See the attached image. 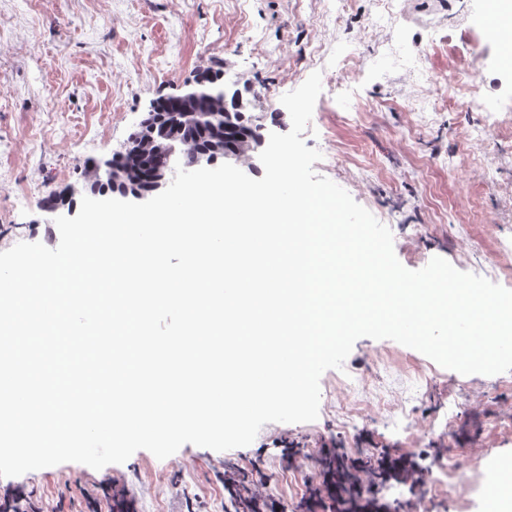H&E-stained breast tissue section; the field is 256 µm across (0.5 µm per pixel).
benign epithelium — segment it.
Segmentation results:
<instances>
[{
    "label": "benign epithelium",
    "instance_id": "1",
    "mask_svg": "<svg viewBox=\"0 0 512 512\" xmlns=\"http://www.w3.org/2000/svg\"><path fill=\"white\" fill-rule=\"evenodd\" d=\"M155 108V104H150L140 123L142 127H151L150 134L138 150L141 160L144 161L141 179H129L124 170L113 169L110 158L93 161L86 167L82 188L71 187L66 190L63 197L43 206L45 223L52 224L54 219L61 215L72 216L76 210L75 196L96 191L105 179L109 180L112 187L111 198L144 202L169 186L174 177L176 164H181L186 170H195L211 167L224 158V138L215 137L205 146L196 143L190 146L188 142H182L153 125ZM187 152L190 153L191 160L184 163L182 156Z\"/></svg>",
    "mask_w": 512,
    "mask_h": 512
}]
</instances>
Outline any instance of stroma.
<instances>
[{
  "label": "stroma",
  "instance_id": "stroma-1",
  "mask_svg": "<svg viewBox=\"0 0 512 512\" xmlns=\"http://www.w3.org/2000/svg\"><path fill=\"white\" fill-rule=\"evenodd\" d=\"M483 0H394L395 20L376 23L377 0H0V251L20 242L56 247L41 206L49 190L83 182V164L112 155L151 101L184 93L205 71L227 90L273 88L258 103L266 132L291 118L280 97L313 72L322 92L303 134L322 158L313 168L385 224L407 269L440 257L512 290V71L495 68L482 29ZM392 350L390 374L372 370ZM410 366L427 380L412 406L417 428L451 408L445 439L410 448L377 410L353 431L336 425L346 398L339 375H365L401 400L392 379ZM319 416L268 423L246 447L192 444L158 459L136 451L95 470L74 462L0 477V498L24 494L42 512H109L125 490L136 512H235L229 479L275 475L267 504L308 512L321 483L322 446L358 443L394 457L486 450L512 457V371L459 373L393 340L358 339L342 369L320 378Z\"/></svg>",
  "mask_w": 512,
  "mask_h": 512
}]
</instances>
